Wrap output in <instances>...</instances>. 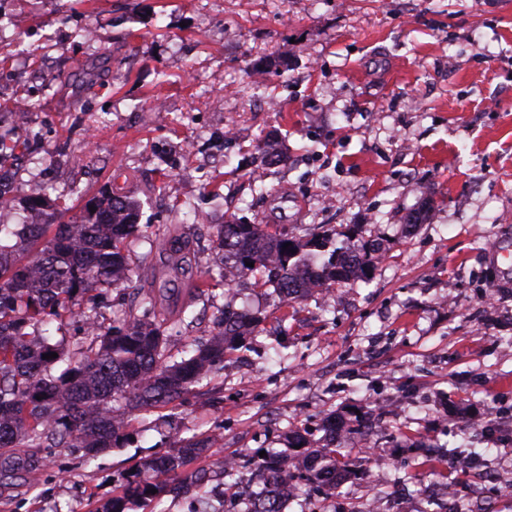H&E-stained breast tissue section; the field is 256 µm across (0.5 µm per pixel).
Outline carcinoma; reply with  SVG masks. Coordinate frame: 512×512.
<instances>
[{"label": "carcinoma", "mask_w": 512, "mask_h": 512, "mask_svg": "<svg viewBox=\"0 0 512 512\" xmlns=\"http://www.w3.org/2000/svg\"><path fill=\"white\" fill-rule=\"evenodd\" d=\"M94 210L71 215L66 207L48 208L37 194L29 208L41 216L31 224H0L14 243H0V486L35 483L45 465L43 448H77L86 459L118 445L132 421L164 405L175 407L200 381L224 370V358L243 346L257 329L253 314L224 307L210 326L207 342L176 360L169 354L170 329L177 320L166 310L142 315L129 310L117 324L100 319L85 296L133 282L147 263L136 246L150 241L171 257L179 275L195 253L189 236L173 235L138 222V206L128 198L102 193ZM213 251L219 277L234 269L254 278L255 287L274 286L281 301L298 300L336 283L355 280L383 256L378 243L356 231L327 233L307 228L288 236L275 224L235 219L220 225ZM78 314L87 346L72 351L51 344L43 328ZM57 353L45 359L43 355ZM326 444L311 449L319 466L288 468L295 447L308 445V430L288 433V450L267 451L245 464L251 477L224 484V497L245 500V512H283L281 504L299 485L327 495L354 474L342 453L345 425L330 418ZM219 436L176 442L166 455L146 459L126 481L122 493L96 512H126L128 505L166 493L203 494L210 482L204 468L188 466L211 452Z\"/></svg>", "instance_id": "1"}]
</instances>
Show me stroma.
<instances>
[{"instance_id": "obj_1", "label": "stroma", "mask_w": 512, "mask_h": 512, "mask_svg": "<svg viewBox=\"0 0 512 512\" xmlns=\"http://www.w3.org/2000/svg\"><path fill=\"white\" fill-rule=\"evenodd\" d=\"M270 99L278 111H261ZM0 139L17 146L0 166L15 224L33 220L34 190L70 207L107 190L140 223L198 238L201 270L233 218L297 236L352 226L384 249L368 280L286 306L271 289L213 286L192 305L171 293L176 357L225 303L263 321L119 447L90 461L49 449L36 487L0 488V512H94L176 437L220 431L216 456L255 459L297 427L322 444L331 414L378 422L346 439L356 475L285 512H366L378 495L386 512H435L427 485L481 483L468 453L512 469V287L486 256L490 241L512 249V0H0ZM272 144L286 163L264 156ZM160 267L103 291L102 315L157 299ZM429 444L466 455L449 467L426 460ZM408 472L417 484L388 499Z\"/></svg>"}]
</instances>
